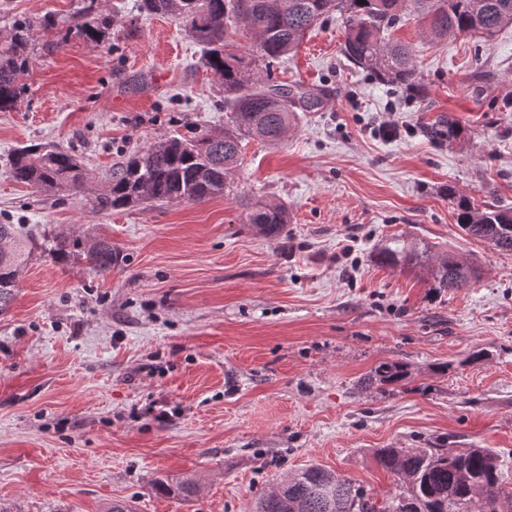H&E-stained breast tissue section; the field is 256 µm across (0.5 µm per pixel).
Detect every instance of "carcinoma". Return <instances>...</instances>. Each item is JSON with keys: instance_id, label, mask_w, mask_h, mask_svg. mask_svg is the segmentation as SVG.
I'll use <instances>...</instances> for the list:
<instances>
[{"instance_id": "obj_1", "label": "carcinoma", "mask_w": 512, "mask_h": 512, "mask_svg": "<svg viewBox=\"0 0 512 512\" xmlns=\"http://www.w3.org/2000/svg\"><path fill=\"white\" fill-rule=\"evenodd\" d=\"M426 21L436 37L448 34L483 38L512 26V0H140V9L155 15H174L205 49L203 65L224 85V103L233 114V129L213 131L187 139L171 137L151 145L112 170L106 190L92 198L99 213L124 210L144 202H202L229 189L228 176L238 166L245 137L279 144L293 128L297 112H315L323 93L290 87L271 77V68L298 47L307 30L319 20L338 14L345 19L344 57L375 79L407 87L417 79L412 47L391 38L406 5ZM114 12L100 0H79L68 33L98 41L112 29ZM243 28L256 38L265 72L255 61L236 53L232 35ZM55 21L18 20L9 37L0 40V112L14 108L17 81L30 61L28 45L37 29L51 30ZM462 133L453 117H441L431 134L451 142ZM12 177L40 191L81 192L85 176L70 153L24 145L15 150ZM456 224L466 234L512 253V208L496 201L475 199L448 188ZM243 223L277 237L288 223V211L276 204L256 202ZM66 262L81 258L97 273L112 270L117 252L106 240L88 241L54 234L41 243L30 241L18 224H0V314L13 302L15 290L35 248ZM387 266H412L430 275L436 292L466 287L472 271L450 256L429 264L426 248L385 245L375 253ZM397 364H381L370 381L391 385L403 380ZM375 458L383 470L402 481V491L389 508L376 502L361 487L318 465L277 483L256 503L255 512H512V496L502 491L498 455L488 448H378ZM162 494L188 496L197 490L191 479H160Z\"/></svg>"}]
</instances>
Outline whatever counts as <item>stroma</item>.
Wrapping results in <instances>:
<instances>
[{
	"label": "stroma",
	"instance_id": "35a3bbf8",
	"mask_svg": "<svg viewBox=\"0 0 512 512\" xmlns=\"http://www.w3.org/2000/svg\"><path fill=\"white\" fill-rule=\"evenodd\" d=\"M119 1L93 43L60 36L77 0H0V38L21 18L57 24L34 32L18 102L0 112V224L104 239L121 255L99 274L34 252L0 315V502L252 512L318 464L384 505L400 483L376 449L447 446L494 450L512 494V254L464 233L447 194L512 205V27L433 39L404 11L394 35L413 46L418 76L404 88L351 69L345 23L329 17L272 72L325 104L278 145L243 142L224 195L98 213L89 195L129 155L230 118L182 23L105 0ZM391 112L407 131L385 140L375 129ZM440 115L464 126L462 140L431 139ZM30 143L78 156L87 193L12 180L8 157ZM257 200L287 208L280 237L244 223ZM393 240L480 274L432 292L427 272L374 260ZM383 363L406 379L368 384ZM183 476L195 495L156 491L155 479Z\"/></svg>",
	"mask_w": 512,
	"mask_h": 512
}]
</instances>
